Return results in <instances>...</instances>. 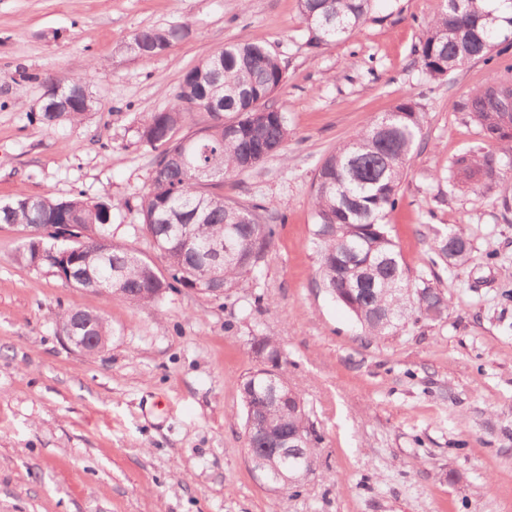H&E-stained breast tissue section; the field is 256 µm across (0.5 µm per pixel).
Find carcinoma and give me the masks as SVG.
<instances>
[{"mask_svg": "<svg viewBox=\"0 0 512 512\" xmlns=\"http://www.w3.org/2000/svg\"><path fill=\"white\" fill-rule=\"evenodd\" d=\"M372 0H299L309 44L315 48L348 37L369 12ZM512 0H444L430 23L419 52V63L433 79L473 60H483L496 71L499 60L512 71ZM185 36L182 26L143 29L132 38L136 55L151 60L164 54ZM286 82L278 57L259 41L230 43L185 70L172 94L169 109L153 113L139 136L156 152L150 183L140 196L142 226L158 244L167 263L163 275L109 235L112 201L87 202L22 197L0 204V224L20 225L36 232L63 224L74 228L76 240L57 242V233L32 237L18 250L17 260L46 267L65 284L98 289L120 271L112 291L127 294L136 303L143 288H188L215 298L201 264L186 251L188 237L203 249L222 241L230 250L218 275L228 295L257 267L246 255L262 253L272 245L276 211L262 204L224 200V177L253 169L284 149L290 130L285 113L275 105V94ZM44 84L59 89L58 112L41 111L38 120L48 127L81 120L92 108L91 98L79 92L85 77L73 74L61 81L53 75ZM512 91L496 78L470 100L469 115L487 140L512 153V135L493 137L504 113L485 112L480 103L494 89ZM401 115L393 122L377 119L352 139L329 153L317 169L312 203L317 219L314 242L320 249L322 285L347 308L370 336H390L411 320L436 321L448 311V298L425 285L415 288L391 239L386 219L399 203L407 161L422 126V112L406 99L395 106ZM263 114L258 116L256 111ZM205 112L212 122L185 131L194 115ZM234 119L224 121V113ZM456 169L496 172L495 154L468 152L452 163ZM436 256L461 265L470 255L463 232L452 227L436 236ZM90 335L112 336L99 314H89ZM282 430L316 434L306 407L283 405L270 418Z\"/></svg>", "mask_w": 512, "mask_h": 512, "instance_id": "carcinoma-1", "label": "carcinoma"}]
</instances>
